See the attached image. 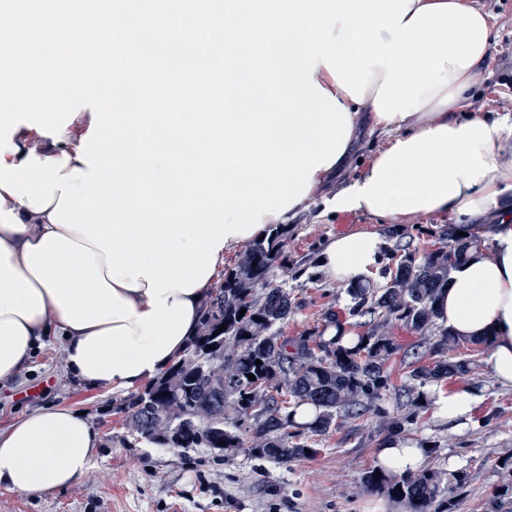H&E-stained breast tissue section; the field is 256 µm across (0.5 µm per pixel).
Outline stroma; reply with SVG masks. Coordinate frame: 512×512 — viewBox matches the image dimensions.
<instances>
[{"label":"stroma","instance_id":"stroma-1","mask_svg":"<svg viewBox=\"0 0 512 512\" xmlns=\"http://www.w3.org/2000/svg\"><path fill=\"white\" fill-rule=\"evenodd\" d=\"M512 61L490 55L486 81L477 89L493 117L512 119V84L504 74ZM387 144L385 134L364 133L347 162L328 177L312 203L290 215L288 290L295 304L283 326L288 337L309 336L322 329L326 311L343 314L344 286L319 272L316 259L326 243L341 233L374 231L385 240L382 258L411 250L424 255L438 247L451 224L447 214L408 220L353 212L345 224L336 210V195L348 188L364 165ZM65 339L48 337L30 363L0 384V431L35 411L72 407L86 413L100 434L88 473L76 484L52 492L18 493L0 488V512H404L401 504L362 485L387 440L372 415L338 419L319 437L316 457L287 464L254 459L246 453L224 457L208 448H160L135 441L117 408L124 396L91 389L70 380ZM453 358L471 360L472 370L444 379L447 390H475L480 402L472 422L448 424L436 412L427 388L407 382L419 395V420L407 446L428 451L427 463L440 470L464 469L472 480L453 500L452 512H512V491L503 492L505 467L512 463V386L500 385L487 363L485 347L466 345Z\"/></svg>","mask_w":512,"mask_h":512}]
</instances>
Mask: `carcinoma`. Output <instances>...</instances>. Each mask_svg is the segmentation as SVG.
Masks as SVG:
<instances>
[{
	"label": "carcinoma",
	"mask_w": 512,
	"mask_h": 512,
	"mask_svg": "<svg viewBox=\"0 0 512 512\" xmlns=\"http://www.w3.org/2000/svg\"><path fill=\"white\" fill-rule=\"evenodd\" d=\"M444 236L448 245L423 259L408 251L384 266L381 285L361 279L350 284L345 321L330 312L318 335L288 338L282 327L292 300L288 288L274 279L275 270L288 272V225H270L264 238L254 239L224 273L183 355L120 404L131 434L162 448H211L226 457L243 451L276 463L317 456V437L345 415L371 414L386 422L389 437L409 435L418 413L395 417L384 406L396 388L390 364L402 349L384 326L395 322L418 337L416 360L403 366L405 377L418 385L471 371L470 361L448 358L459 338L437 325L434 301L437 291L448 286L451 271L469 260L477 239L458 235L451 224ZM222 325L225 331L215 334ZM432 331L439 336L434 342ZM227 344L233 347L229 359L224 357ZM427 354L434 360L423 361ZM250 373L255 380L248 379ZM230 401L238 412L233 422L224 417ZM305 407L314 410V417L300 423L296 416ZM250 434L260 444L246 446ZM362 480L366 489L403 504L405 512H450L454 494L468 486L470 473L445 475L426 467L399 475L378 466Z\"/></svg>",
	"instance_id": "1"
}]
</instances>
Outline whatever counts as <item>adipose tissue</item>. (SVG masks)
<instances>
[{"mask_svg":"<svg viewBox=\"0 0 512 512\" xmlns=\"http://www.w3.org/2000/svg\"><path fill=\"white\" fill-rule=\"evenodd\" d=\"M23 15L39 50L0 65L11 90L0 111V382L54 335L86 386L125 394L160 376L196 335L225 258L345 164L363 108L389 142L337 209L491 219L490 251L452 272L437 318L456 337L489 340L491 373L512 386V120L460 113L491 53L484 12L468 0H224L221 24L200 16L186 43L160 36L185 27L182 15L148 13L147 0H107L96 13L85 0L36 13L9 0L0 45ZM111 34L130 57L99 69L93 107L59 125L86 71L76 48ZM219 56L227 109L208 117L182 80H204ZM382 246L375 232L340 234L319 266L347 282ZM429 394L458 425L480 400L438 385ZM99 444L75 409L31 413L0 431V487H68Z\"/></svg>","mask_w":512,"mask_h":512,"instance_id":"adipose-tissue-1","label":"adipose tissue"}]
</instances>
